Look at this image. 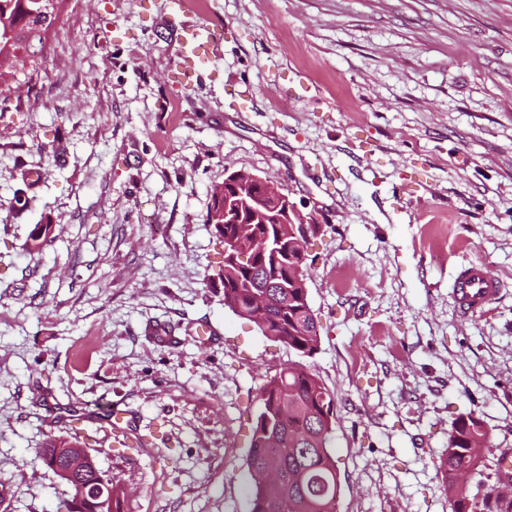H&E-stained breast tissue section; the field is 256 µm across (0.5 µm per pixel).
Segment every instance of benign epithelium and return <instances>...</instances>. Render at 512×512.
Wrapping results in <instances>:
<instances>
[{"label":"benign epithelium","instance_id":"7a95c632","mask_svg":"<svg viewBox=\"0 0 512 512\" xmlns=\"http://www.w3.org/2000/svg\"><path fill=\"white\" fill-rule=\"evenodd\" d=\"M218 191L224 192V211H242L250 205L252 197L259 193L280 203L285 211L301 216L304 224L316 223L314 213H303L298 204L284 188L268 178H263L243 170L234 171L224 178V183L217 186ZM55 459L62 462V467L56 469L63 480L71 482L81 479L83 495L76 501L74 507L84 508L94 505L98 512H112L116 498L122 494L118 485L105 475L97 466L95 457L80 445L58 447L53 449Z\"/></svg>","mask_w":512,"mask_h":512}]
</instances>
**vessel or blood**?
I'll use <instances>...</instances> for the list:
<instances>
[{
  "mask_svg": "<svg viewBox=\"0 0 512 512\" xmlns=\"http://www.w3.org/2000/svg\"><path fill=\"white\" fill-rule=\"evenodd\" d=\"M166 16L179 30L178 51L170 76L174 85L186 87L197 78L201 62L213 54L219 35L214 28L191 15L185 0H166ZM500 290V281L484 265L474 262L462 266L453 283L455 301L466 314L485 311Z\"/></svg>",
  "mask_w": 512,
  "mask_h": 512,
  "instance_id": "vessel-or-blood-1",
  "label": "vessel or blood"
}]
</instances>
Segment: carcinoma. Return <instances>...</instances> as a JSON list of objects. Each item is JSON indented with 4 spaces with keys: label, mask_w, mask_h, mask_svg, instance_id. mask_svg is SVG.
Listing matches in <instances>:
<instances>
[{
    "label": "carcinoma",
    "mask_w": 512,
    "mask_h": 512,
    "mask_svg": "<svg viewBox=\"0 0 512 512\" xmlns=\"http://www.w3.org/2000/svg\"><path fill=\"white\" fill-rule=\"evenodd\" d=\"M61 2L0 0V95L11 91L18 75L38 71ZM244 217L249 223H224V196L211 194L206 222L218 242L229 235L258 253L253 263L224 257L217 277L207 280L219 279L224 305L297 357L270 377L258 394L260 410L252 426L248 468L254 473L273 464L280 479L274 485L252 479L250 512H337L340 486L331 452L335 397L303 363L317 353L320 343L319 324L304 288L312 266L303 256L308 243L304 230L314 237L321 225L304 226L296 216H282L270 208L268 199ZM54 231L48 221L34 225L28 247L41 249L52 241ZM259 291L268 296V315L262 323L253 321L250 309L251 294ZM487 439L483 421L473 413L458 416L452 424L448 446L438 461L452 512H512V496L499 492V487L512 484V469L502 466L509 451L496 458L494 476L484 475L482 444ZM477 476L481 480L472 494L468 482Z\"/></svg>",
    "instance_id": "1"
}]
</instances>
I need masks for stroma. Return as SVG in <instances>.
Wrapping results in <instances>:
<instances>
[{
    "mask_svg": "<svg viewBox=\"0 0 512 512\" xmlns=\"http://www.w3.org/2000/svg\"><path fill=\"white\" fill-rule=\"evenodd\" d=\"M190 2L220 33L193 86L168 79L163 0H65L0 100V512H57L69 488L37 453L73 425L123 512H250L257 394L295 356L206 280L211 189L240 169L318 209L338 512H451L454 418L512 448V0ZM471 261L502 291L465 315Z\"/></svg>",
    "mask_w": 512,
    "mask_h": 512,
    "instance_id": "stroma-1",
    "label": "stroma"
}]
</instances>
